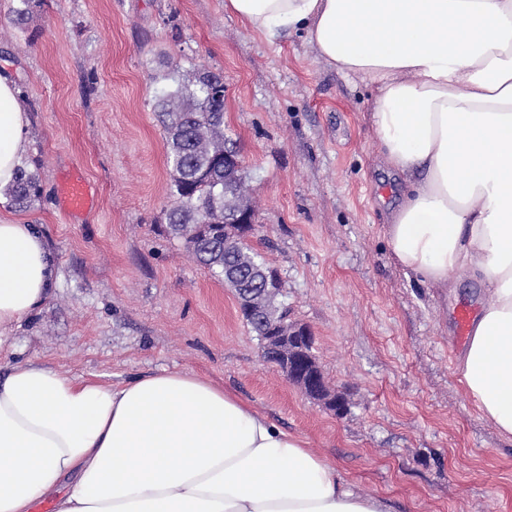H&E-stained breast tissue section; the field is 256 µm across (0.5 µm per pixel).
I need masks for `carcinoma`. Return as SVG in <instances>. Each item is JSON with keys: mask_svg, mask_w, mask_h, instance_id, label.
Listing matches in <instances>:
<instances>
[{"mask_svg": "<svg viewBox=\"0 0 512 512\" xmlns=\"http://www.w3.org/2000/svg\"><path fill=\"white\" fill-rule=\"evenodd\" d=\"M158 106L165 127L166 159L172 203L166 210L173 237L184 242L198 263L241 293V276H261L267 262L250 246L228 236L213 240L205 224H222L227 214L248 203L242 169L224 168V151H236L224 137V98L218 95L224 75L206 67L185 78L175 72L164 75ZM3 194L18 208H27L40 196L37 174L22 165L14 182ZM286 288L278 281L276 290L262 299L264 319L246 325L261 340L266 330L287 322L288 308L280 300Z\"/></svg>", "mask_w": 512, "mask_h": 512, "instance_id": "obj_1", "label": "carcinoma"}]
</instances>
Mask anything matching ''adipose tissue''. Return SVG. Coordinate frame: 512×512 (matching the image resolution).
Segmentation results:
<instances>
[{"mask_svg": "<svg viewBox=\"0 0 512 512\" xmlns=\"http://www.w3.org/2000/svg\"><path fill=\"white\" fill-rule=\"evenodd\" d=\"M253 32L303 33L377 88L371 125L409 178L384 236L424 282L487 297L458 359L480 415L512 436V0H224ZM0 73V188L28 145ZM55 281L32 224L0 221V344ZM392 512L234 392L165 370L121 384L40 362L0 378V512Z\"/></svg>", "mask_w": 512, "mask_h": 512, "instance_id": "ef3b65f1", "label": "adipose tissue"}]
</instances>
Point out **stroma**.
<instances>
[{
  "label": "stroma",
  "mask_w": 512,
  "mask_h": 512,
  "mask_svg": "<svg viewBox=\"0 0 512 512\" xmlns=\"http://www.w3.org/2000/svg\"><path fill=\"white\" fill-rule=\"evenodd\" d=\"M0 0V68L29 113L31 208L57 266L39 312L0 347V373L39 360L118 384L191 371L307 440L359 492L396 512H512V439L480 417L460 383L459 307L398 263L381 228L406 188L370 124L375 90L320 60L302 34L267 38L224 0ZM224 75V134L236 143L255 211L252 247L286 282L292 321L315 336L335 416L305 397L237 312L232 290L166 230L165 132L153 97L170 69ZM92 202L68 214L72 175Z\"/></svg>",
  "instance_id": "35a3bbf8"
}]
</instances>
